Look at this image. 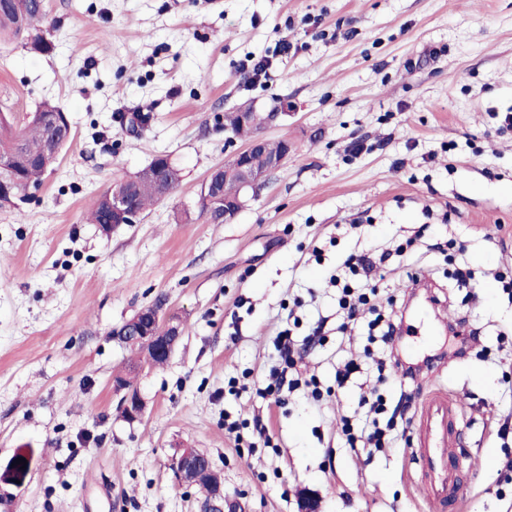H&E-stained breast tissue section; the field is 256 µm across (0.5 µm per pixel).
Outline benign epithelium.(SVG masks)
Listing matches in <instances>:
<instances>
[{
  "label": "benign epithelium",
  "mask_w": 512,
  "mask_h": 512,
  "mask_svg": "<svg viewBox=\"0 0 512 512\" xmlns=\"http://www.w3.org/2000/svg\"><path fill=\"white\" fill-rule=\"evenodd\" d=\"M268 140L254 136L246 146L231 159V165L212 169L203 189L214 193L215 202L224 206V221L232 220L246 205L248 191H257L265 184L271 172L281 168L288 159L289 152L267 149ZM266 154V164L262 168H243L240 162L258 151ZM141 212L135 210L128 192L116 191L112 194V223L133 224ZM183 337L180 320L164 310L162 305H152L140 310L124 329L118 333L119 340L131 345L142 353L150 352L156 358L168 360L176 351ZM130 421L141 419L144 403L133 391L121 400ZM170 469L181 484L192 487L200 484V478L210 477L202 487L203 496L198 501L199 512H235L237 501L224 495V482L212 461L204 452L196 448H181L170 459Z\"/></svg>",
  "instance_id": "benign-epithelium-1"
}]
</instances>
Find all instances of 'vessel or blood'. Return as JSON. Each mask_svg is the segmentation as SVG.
Wrapping results in <instances>:
<instances>
[{
	"label": "vessel or blood",
	"instance_id": "1",
	"mask_svg": "<svg viewBox=\"0 0 512 512\" xmlns=\"http://www.w3.org/2000/svg\"><path fill=\"white\" fill-rule=\"evenodd\" d=\"M461 409L458 397L432 388L423 394L417 418L419 437L413 450L417 480L428 499L441 507L457 498L459 474L467 458L457 441L456 420Z\"/></svg>",
	"mask_w": 512,
	"mask_h": 512
}]
</instances>
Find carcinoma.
I'll use <instances>...</instances> for the list:
<instances>
[{"mask_svg":"<svg viewBox=\"0 0 512 512\" xmlns=\"http://www.w3.org/2000/svg\"><path fill=\"white\" fill-rule=\"evenodd\" d=\"M46 18L44 0H0V46L19 42V35L25 34L24 45L35 52H47L50 42L44 36L43 23ZM48 117L60 127H68L66 112L57 105L45 102L33 113L28 124L20 129L12 125H0V158L10 160L9 166L1 170L0 178L6 177L15 183L20 190L38 181L45 172L44 149L54 131L41 122ZM169 160L158 155L149 165L135 176V180H120L111 190L127 187L133 190L140 210L159 201L156 194V183L161 176L171 174V182L178 184V171H168ZM87 220L91 224H100L111 229L112 212L106 204V193L92 198L87 207Z\"/></svg>","mask_w":512,"mask_h":512,"instance_id":"obj_1","label":"carcinoma"}]
</instances>
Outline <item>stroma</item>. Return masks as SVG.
I'll list each match as a JSON object with an SVG mask.
<instances>
[{"label":"stroma","mask_w":512,"mask_h":512,"mask_svg":"<svg viewBox=\"0 0 512 512\" xmlns=\"http://www.w3.org/2000/svg\"><path fill=\"white\" fill-rule=\"evenodd\" d=\"M47 53L0 47V111L14 127L45 101L72 139L35 185L0 205V473L18 452L21 485L0 512H198L199 489L168 463L207 453L247 512H440L417 483L405 439L352 449L361 426L368 326L343 328L333 275L352 254L392 250L379 310L430 299L398 346L441 354L423 387L460 395L468 451L461 512H512V0H45ZM266 77L246 71L258 59ZM273 112L259 134L294 150L233 221L200 214L208 172L243 145L224 115ZM159 154L181 178L136 223L85 221L92 197ZM423 230L425 245H409ZM466 265L467 284L453 276ZM163 302L184 336L139 368L142 420H125L113 382L135 355L115 335ZM323 343H307L317 321ZM478 340L465 356L445 322ZM290 329L301 377L322 392L268 411L255 383ZM361 366L345 387L336 369ZM248 379L235 393L229 383ZM266 418L271 445L237 444L225 420Z\"/></svg>","instance_id":"1"}]
</instances>
